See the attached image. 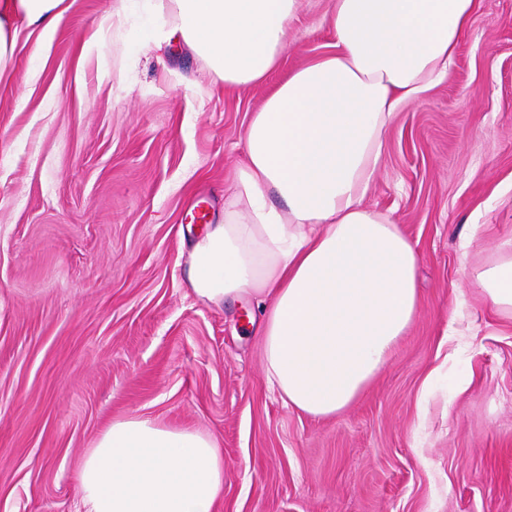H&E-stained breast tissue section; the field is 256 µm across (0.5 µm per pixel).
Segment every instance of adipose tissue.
I'll return each instance as SVG.
<instances>
[{"mask_svg":"<svg viewBox=\"0 0 512 512\" xmlns=\"http://www.w3.org/2000/svg\"><path fill=\"white\" fill-rule=\"evenodd\" d=\"M300 0H161L149 37L203 58L215 82L265 83L290 45ZM476 0H332L328 51L283 78L243 132L224 219L190 246L200 299L261 312L266 384L315 417L349 406L418 310L417 255L363 204L398 111L445 82ZM65 0H0V74L20 26L50 30ZM476 275L512 314V240ZM89 512H214L224 460L206 434L132 415L100 435L78 473Z\"/></svg>","mask_w":512,"mask_h":512,"instance_id":"adipose-tissue-1","label":"adipose tissue"}]
</instances>
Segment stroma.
I'll return each instance as SVG.
<instances>
[{"instance_id":"1","label":"stroma","mask_w":512,"mask_h":512,"mask_svg":"<svg viewBox=\"0 0 512 512\" xmlns=\"http://www.w3.org/2000/svg\"><path fill=\"white\" fill-rule=\"evenodd\" d=\"M66 3L0 75V512H87L81 463L131 415L217 441L215 512H512V317L460 272L512 239V0H477L387 131L364 203L414 246L419 309L333 418L268 389L249 304L188 286L268 85L145 48L147 0L86 52L115 0ZM330 3L301 0L277 77L325 51Z\"/></svg>"}]
</instances>
